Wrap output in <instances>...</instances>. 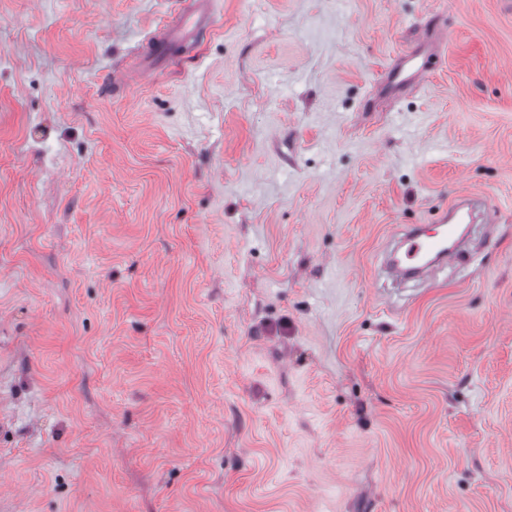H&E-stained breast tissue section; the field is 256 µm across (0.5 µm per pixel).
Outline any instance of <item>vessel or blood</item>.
<instances>
[{
    "label": "vessel or blood",
    "mask_w": 512,
    "mask_h": 512,
    "mask_svg": "<svg viewBox=\"0 0 512 512\" xmlns=\"http://www.w3.org/2000/svg\"><path fill=\"white\" fill-rule=\"evenodd\" d=\"M208 31L209 22L204 14L175 10L172 21L166 24L159 37L153 38L148 56L152 59L170 58L172 46L193 38H203ZM430 74L431 70L425 63L419 62L416 56L409 55L403 59L398 69L391 73L389 81L398 86L419 85ZM474 204L475 201L471 197H458L433 228H407L397 247L388 256L387 264L390 270L402 278H416L425 270V258H432L437 264L454 260L457 251L449 247L448 240L455 233L460 215Z\"/></svg>",
    "instance_id": "b4317fda"
}]
</instances>
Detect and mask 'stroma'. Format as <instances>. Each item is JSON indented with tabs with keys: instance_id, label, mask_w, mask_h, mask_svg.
I'll return each mask as SVG.
<instances>
[{
	"instance_id": "35a3bbf8",
	"label": "stroma",
	"mask_w": 512,
	"mask_h": 512,
	"mask_svg": "<svg viewBox=\"0 0 512 512\" xmlns=\"http://www.w3.org/2000/svg\"><path fill=\"white\" fill-rule=\"evenodd\" d=\"M196 2L0 0V512H512V0ZM172 21L163 28L159 37L152 39L147 58L168 59L171 56L172 46H176L192 38L201 39L209 32V22L204 14L187 13L180 8L173 12ZM431 75V69L417 60V56H406L401 65L389 77V83L398 86L421 85ZM476 203L471 197H458L430 232L424 226L407 228L397 247L388 256L390 270L402 278H418L428 267L454 260L458 250L448 248V239L455 234L454 225L461 224L459 216L462 213L472 215L470 210L465 209L472 208ZM428 256L433 257V262L422 265L423 259Z\"/></svg>"
}]
</instances>
